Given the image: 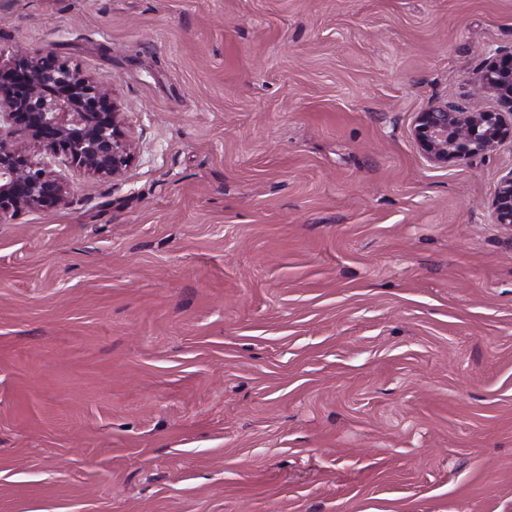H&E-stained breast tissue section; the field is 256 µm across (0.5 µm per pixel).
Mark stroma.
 Instances as JSON below:
<instances>
[{"label": "stroma", "mask_w": 512, "mask_h": 512, "mask_svg": "<svg viewBox=\"0 0 512 512\" xmlns=\"http://www.w3.org/2000/svg\"><path fill=\"white\" fill-rule=\"evenodd\" d=\"M127 103L118 181L0 217V512H512V143L429 104L512 0H0ZM484 55L479 86L497 93L509 110H467L444 101L416 112L414 137L426 160L434 165L465 161L512 140V52L487 50ZM496 224L512 230V171L503 176L491 202Z\"/></svg>", "instance_id": "35a3bbf8"}]
</instances>
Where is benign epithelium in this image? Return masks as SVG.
I'll return each mask as SVG.
<instances>
[{"label":"benign epithelium","instance_id":"1","mask_svg":"<svg viewBox=\"0 0 512 512\" xmlns=\"http://www.w3.org/2000/svg\"><path fill=\"white\" fill-rule=\"evenodd\" d=\"M484 55L479 86L497 93L509 110H467L444 101L415 113L414 137L434 165L512 140V52ZM124 115L109 88L52 51H19L12 63L0 64V216L70 204V186L42 164L44 156H62L104 179L123 177L136 154ZM491 208L495 223L512 230V170L501 178Z\"/></svg>","mask_w":512,"mask_h":512}]
</instances>
